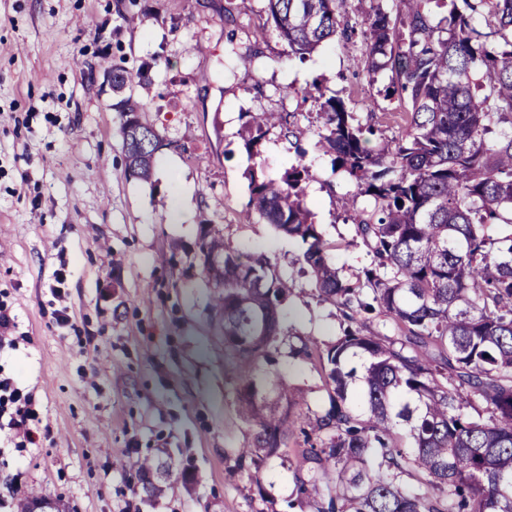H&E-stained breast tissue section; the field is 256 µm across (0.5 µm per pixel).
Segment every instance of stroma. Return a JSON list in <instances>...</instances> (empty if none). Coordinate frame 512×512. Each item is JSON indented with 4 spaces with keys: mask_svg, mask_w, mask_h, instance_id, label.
<instances>
[{
    "mask_svg": "<svg viewBox=\"0 0 512 512\" xmlns=\"http://www.w3.org/2000/svg\"><path fill=\"white\" fill-rule=\"evenodd\" d=\"M119 65L148 70L126 91L164 142L148 183L126 174ZM389 81L335 40L290 55L267 0H0V381L29 430L0 427V512L34 489L71 512H315L293 477L302 433L261 470L241 457L254 431L197 241L215 225L288 279L258 374L300 389L297 417L323 414L325 372L298 349L334 342L344 320L319 301L302 243L249 210V182L304 160V202L346 279L370 261L340 207L354 186L313 135L301 158L278 128L249 155L244 123L315 124L314 84L363 117L389 108ZM158 448L171 473L150 498L136 463ZM243 137L244 147L250 154H257V145L270 128L283 126V116L278 112H257L249 115Z\"/></svg>",
    "mask_w": 512,
    "mask_h": 512,
    "instance_id": "stroma-1",
    "label": "stroma"
}]
</instances>
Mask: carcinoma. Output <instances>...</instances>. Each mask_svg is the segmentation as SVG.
I'll return each instance as SVG.
<instances>
[{
    "mask_svg": "<svg viewBox=\"0 0 512 512\" xmlns=\"http://www.w3.org/2000/svg\"><path fill=\"white\" fill-rule=\"evenodd\" d=\"M347 2L269 0V12L301 59L331 39L361 40L362 70L390 71L384 97L408 104L362 120L316 84L304 94L319 103V146L355 184L341 208L370 265L348 280L330 264L303 200L306 165L249 185V209L305 245L319 301L348 321L326 346L330 404L301 428L315 439L296 484L317 512H512V234L489 235L512 225V0H376L359 28ZM392 122L399 133L389 137ZM281 125L278 112L251 114L246 151ZM121 134L128 176L150 181L159 134L143 121ZM362 196L370 208H357ZM205 244L224 250V266L206 273L238 361V413L254 429L242 456L258 468L298 424L299 389L255 375L289 284L213 226ZM166 456L158 448L139 467L153 497L170 475ZM409 467L432 490L407 491Z\"/></svg>",
    "mask_w": 512,
    "mask_h": 512,
    "instance_id": "1",
    "label": "carcinoma"
}]
</instances>
